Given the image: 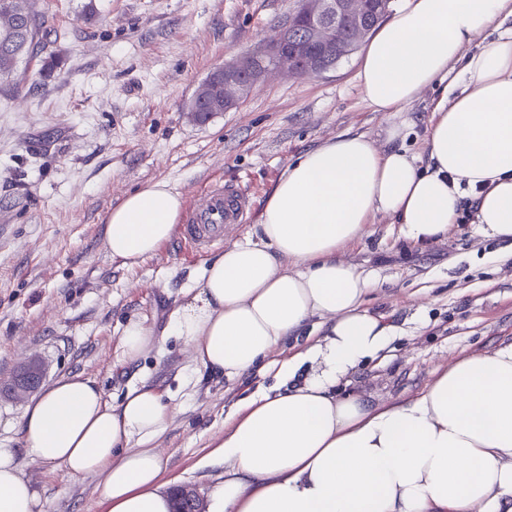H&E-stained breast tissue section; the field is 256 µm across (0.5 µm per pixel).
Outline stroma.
I'll list each match as a JSON object with an SVG mask.
<instances>
[{"mask_svg":"<svg viewBox=\"0 0 512 512\" xmlns=\"http://www.w3.org/2000/svg\"><path fill=\"white\" fill-rule=\"evenodd\" d=\"M294 0H52L47 51L62 63L53 76L39 60L0 85V383L31 359L43 380L80 374L107 400L142 383L170 398L176 412L157 441L165 487L195 485L206 501L224 481L211 462L224 413L273 373L256 368L237 382L210 375L189 347L169 336L133 365L122 363L120 336L138 319L162 330L175 303L197 287L209 252L170 240L128 268L105 246V218L123 197L165 181L185 204L208 184L235 182L263 203L291 160L336 134L383 141L350 54L304 79L268 78L230 112L194 121L187 104L232 52L255 50L283 26ZM439 97L426 90L407 109L404 148L425 157V130ZM370 234L345 259L380 273L370 311L401 328L391 359L361 365L355 391L377 402L418 391L460 354L512 342V261L502 243L472 224L446 241L419 247L376 216ZM25 477L45 512H106L97 476L21 454Z\"/></svg>","mask_w":512,"mask_h":512,"instance_id":"obj_1","label":"stroma"}]
</instances>
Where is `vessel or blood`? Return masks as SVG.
Returning <instances> with one entry per match:
<instances>
[{
	"instance_id": "b4317fda",
	"label": "vessel or blood",
	"mask_w": 512,
	"mask_h": 512,
	"mask_svg": "<svg viewBox=\"0 0 512 512\" xmlns=\"http://www.w3.org/2000/svg\"><path fill=\"white\" fill-rule=\"evenodd\" d=\"M251 212V198L240 185L206 186L189 207L179 239L198 251L210 249L223 241L226 228L245 224Z\"/></svg>"
}]
</instances>
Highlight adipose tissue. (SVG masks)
Masks as SVG:
<instances>
[{
  "label": "adipose tissue",
  "instance_id": "adipose-tissue-1",
  "mask_svg": "<svg viewBox=\"0 0 512 512\" xmlns=\"http://www.w3.org/2000/svg\"><path fill=\"white\" fill-rule=\"evenodd\" d=\"M510 16L512 0H405L360 54L385 144L343 132L300 155L252 233L207 261L162 332L125 325L124 362L176 336L229 381L294 339L276 386L224 419L222 512H512V344L457 357L403 400L339 391L362 363L385 361L397 334L364 306L378 274L342 256L376 215L428 246L469 207L477 235L512 245V28L469 49ZM435 85L422 166L397 141L406 106ZM182 207L164 181L127 194L106 217L107 250L138 265L173 238ZM175 409L147 385L111 403L82 375L55 381L17 422L20 448L0 444V512H43L22 453L101 476L108 512H170L155 442Z\"/></svg>",
  "mask_w": 512,
  "mask_h": 512
}]
</instances>
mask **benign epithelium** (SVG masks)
<instances>
[{
    "label": "benign epithelium",
    "instance_id": "obj_1",
    "mask_svg": "<svg viewBox=\"0 0 512 512\" xmlns=\"http://www.w3.org/2000/svg\"><path fill=\"white\" fill-rule=\"evenodd\" d=\"M363 13V0H298L288 23L262 52H236L215 67L224 77V111L238 108L255 85L271 75L302 78L335 67L371 35L373 26ZM349 18L358 20L351 39L345 30ZM40 373L37 366L28 368L13 380L11 391L17 395L36 391ZM177 489L193 506L192 512H207L206 501L195 487L179 485Z\"/></svg>",
    "mask_w": 512,
    "mask_h": 512
}]
</instances>
